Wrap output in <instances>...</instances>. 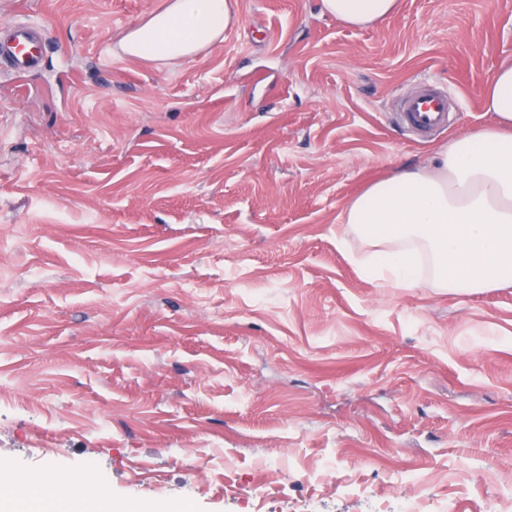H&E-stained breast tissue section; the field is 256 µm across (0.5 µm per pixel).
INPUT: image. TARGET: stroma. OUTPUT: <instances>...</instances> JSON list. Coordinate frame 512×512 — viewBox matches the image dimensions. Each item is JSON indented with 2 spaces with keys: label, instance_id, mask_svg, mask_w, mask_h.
Instances as JSON below:
<instances>
[{
  "label": "stroma",
  "instance_id": "stroma-1",
  "mask_svg": "<svg viewBox=\"0 0 512 512\" xmlns=\"http://www.w3.org/2000/svg\"><path fill=\"white\" fill-rule=\"evenodd\" d=\"M173 0H0L50 37L0 71V462L115 512H374L416 470L512 488V286L384 287L346 203L495 124L512 0H233L190 56L99 63ZM455 104L415 139L395 95ZM485 481L463 485L461 465ZM398 0H320L323 14L353 28H364L390 17Z\"/></svg>",
  "mask_w": 512,
  "mask_h": 512
}]
</instances>
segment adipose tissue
<instances>
[{
  "label": "adipose tissue",
  "instance_id": "ef3b65f1",
  "mask_svg": "<svg viewBox=\"0 0 512 512\" xmlns=\"http://www.w3.org/2000/svg\"><path fill=\"white\" fill-rule=\"evenodd\" d=\"M323 14L353 28L385 20L398 0H320ZM228 0H174L133 37L139 55H184L229 26ZM483 105L496 124L470 130L437 149L430 164L373 183L346 204L341 221L353 225L371 252L366 274L415 288L419 257H426L439 287L465 291L512 285V61L488 83ZM70 498L58 512H109L110 501L85 489L82 477L39 479L11 473L0 478V506L41 505L53 485Z\"/></svg>",
  "mask_w": 512,
  "mask_h": 512
}]
</instances>
